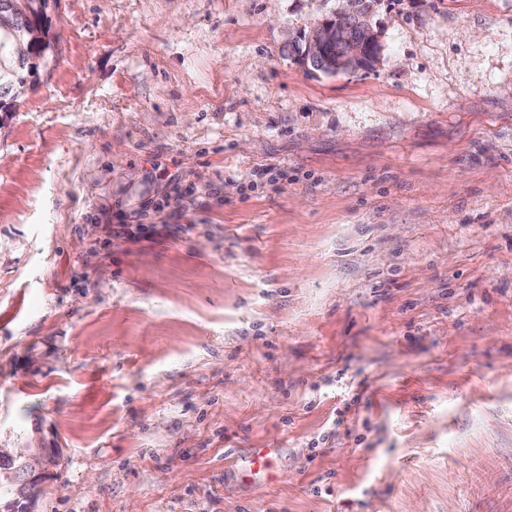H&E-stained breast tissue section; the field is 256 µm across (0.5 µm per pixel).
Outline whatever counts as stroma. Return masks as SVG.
<instances>
[{
	"mask_svg": "<svg viewBox=\"0 0 512 512\" xmlns=\"http://www.w3.org/2000/svg\"><path fill=\"white\" fill-rule=\"evenodd\" d=\"M336 4L51 0L0 112L34 512H512V0H384L307 72ZM334 41L341 43L344 48V52L341 54L343 58L336 56L335 66L344 65L346 60L352 57L360 59L362 66H369L376 61L382 50L380 35L374 30L369 21L360 25L357 29H350L349 31L336 28V24L335 26L319 24L310 32L306 50L301 55L304 66L307 67L309 61H314L319 56V49ZM336 43L329 48V51L333 54L330 59L331 63L335 61L334 56L336 47H338ZM309 67L313 71L326 74L329 64L320 55L315 62L309 63Z\"/></svg>",
	"mask_w": 512,
	"mask_h": 512,
	"instance_id": "obj_1",
	"label": "stroma"
}]
</instances>
